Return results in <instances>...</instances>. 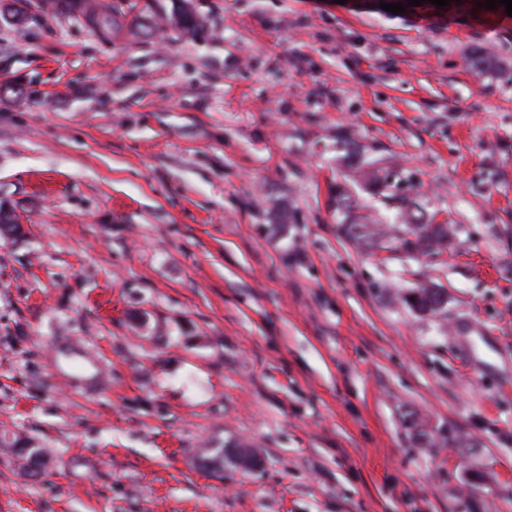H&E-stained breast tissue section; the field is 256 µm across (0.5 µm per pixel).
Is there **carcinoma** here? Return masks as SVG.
<instances>
[{"label": "carcinoma", "mask_w": 512, "mask_h": 512, "mask_svg": "<svg viewBox=\"0 0 512 512\" xmlns=\"http://www.w3.org/2000/svg\"><path fill=\"white\" fill-rule=\"evenodd\" d=\"M171 22L184 32L192 34L199 26L195 13L183 9L171 17ZM91 31L104 36L112 31V8L93 4V17L88 22ZM336 139L347 150L348 172L341 174L333 190L332 203L336 211L343 213L342 230L356 245L378 246L383 240L393 238L402 250L411 255L441 253L449 249L459 230L452 224L443 225L435 231L423 221L424 212L415 197L399 194L398 186L404 181L402 171L386 160L367 156L351 149L349 135L345 131L336 133ZM396 211L398 224H385L368 214H359L357 200L360 193Z\"/></svg>", "instance_id": "cac0c4a2"}]
</instances>
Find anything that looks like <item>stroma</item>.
<instances>
[{"mask_svg": "<svg viewBox=\"0 0 512 512\" xmlns=\"http://www.w3.org/2000/svg\"><path fill=\"white\" fill-rule=\"evenodd\" d=\"M108 2L0 24V512H512V17ZM341 129L450 250L343 236ZM93 6V17L90 22H87L84 18V21L88 26H90V30L94 33H97L101 37L109 34L112 31V7L101 3H94L90 1Z\"/></svg>", "mask_w": 512, "mask_h": 512, "instance_id": "35a3bbf8", "label": "stroma"}]
</instances>
